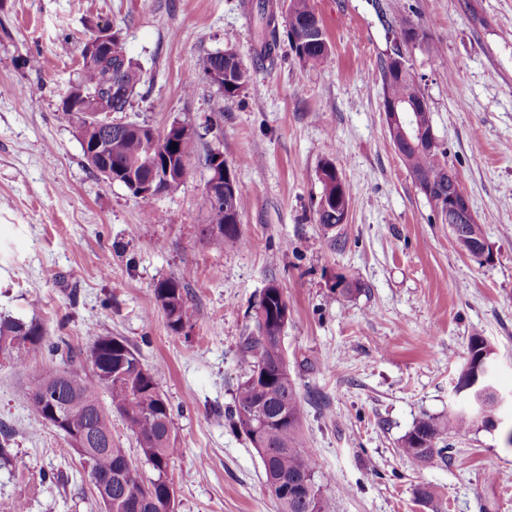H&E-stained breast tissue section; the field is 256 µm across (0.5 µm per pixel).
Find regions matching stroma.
Here are the masks:
<instances>
[{"label":"stroma","mask_w":512,"mask_h":512,"mask_svg":"<svg viewBox=\"0 0 512 512\" xmlns=\"http://www.w3.org/2000/svg\"><path fill=\"white\" fill-rule=\"evenodd\" d=\"M259 0H0V317L41 322L85 354L119 336L153 369L172 409L175 512H276L260 456L224 419L245 372L240 343L269 283L288 303L283 348L307 403L305 449L335 512H512V413L448 437L422 464L399 444L424 416L461 402L455 383L470 337L494 351L512 391V0H401L439 56L409 47L434 133L484 226L490 257L463 253L396 154L378 67L395 38L388 0H312L333 62L312 69L280 41L254 54ZM121 33L144 82L122 122L154 128L211 115L185 181L136 196L87 165L61 99L101 26ZM227 49L248 81L236 97L184 82L200 55ZM220 150L247 199V246L202 240L200 196ZM351 193L330 246L315 209L320 165ZM185 277L195 318L172 333L154 299ZM356 284L343 293L342 282ZM0 357V500L24 512H98L90 477L28 400L30 367Z\"/></svg>","instance_id":"35a3bbf8"}]
</instances>
